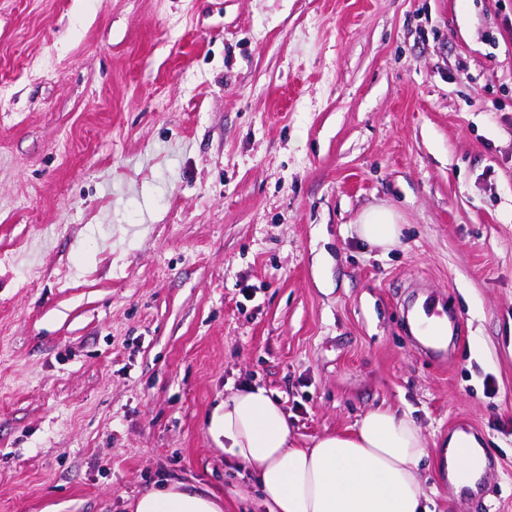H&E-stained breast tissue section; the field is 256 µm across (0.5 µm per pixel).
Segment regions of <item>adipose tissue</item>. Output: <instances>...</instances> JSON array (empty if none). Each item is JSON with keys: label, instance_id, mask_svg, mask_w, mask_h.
Instances as JSON below:
<instances>
[{"label": "adipose tissue", "instance_id": "ef3b65f1", "mask_svg": "<svg viewBox=\"0 0 512 512\" xmlns=\"http://www.w3.org/2000/svg\"><path fill=\"white\" fill-rule=\"evenodd\" d=\"M358 231L384 248L400 235L388 208L366 210ZM208 431L254 477L267 512H428L420 470L430 450L408 414L376 408L352 432L296 448L282 403L250 386L215 407ZM446 458L459 487L475 486L486 465L482 448L466 436L450 440ZM134 512H224V505L218 496L172 484L143 493Z\"/></svg>", "mask_w": 512, "mask_h": 512}]
</instances>
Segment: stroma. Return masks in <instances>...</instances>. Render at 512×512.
Instances as JSON below:
<instances>
[{"mask_svg": "<svg viewBox=\"0 0 512 512\" xmlns=\"http://www.w3.org/2000/svg\"><path fill=\"white\" fill-rule=\"evenodd\" d=\"M253 385L300 448L378 407L475 434L512 512V0H0V512H264L207 431ZM360 236L368 243L384 248L395 245L400 235L396 213L388 208H371L360 217ZM438 304H435L431 301H425L423 305L425 316L430 319L434 318L431 322H421L419 320L418 314L414 319V328L417 333L424 336H430L432 338H436L443 333L448 332V324L445 321V317H447V311L441 307V309H437ZM218 496L185 490L180 484L143 493L134 504L133 512H223Z\"/></svg>", "mask_w": 512, "mask_h": 512, "instance_id": "1", "label": "stroma"}]
</instances>
